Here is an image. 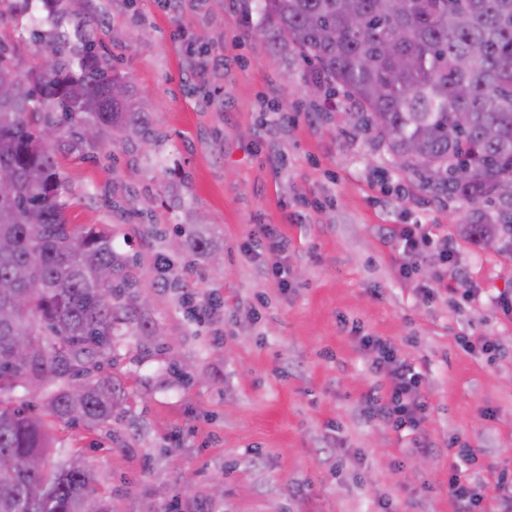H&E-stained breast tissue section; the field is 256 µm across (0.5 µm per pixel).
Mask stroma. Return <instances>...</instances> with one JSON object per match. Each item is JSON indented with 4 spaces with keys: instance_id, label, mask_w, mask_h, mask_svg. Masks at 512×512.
Listing matches in <instances>:
<instances>
[{
    "instance_id": "35a3bbf8",
    "label": "stroma",
    "mask_w": 512,
    "mask_h": 512,
    "mask_svg": "<svg viewBox=\"0 0 512 512\" xmlns=\"http://www.w3.org/2000/svg\"><path fill=\"white\" fill-rule=\"evenodd\" d=\"M251 7L186 0L176 16L166 0H68L53 25L32 0L0 18V44L31 63L56 31L90 30L151 127L117 143L66 125L52 143L70 223L109 230L140 284L101 368L122 389L120 411L93 428L45 416L55 461H86L112 512H455L457 437L478 451L463 473L495 512H512L494 488L512 475V321L490 302L512 294V251L460 232L498 199L450 202L395 167L350 120L345 91L311 95L313 66L248 32ZM204 219L208 259L184 247ZM258 224L288 239L287 288L255 273ZM385 224L452 238L456 266L433 256L416 280L400 278ZM213 297L223 310L200 314ZM142 322L154 335L137 333ZM351 323L394 340L423 374L430 454L356 416L386 380L356 352ZM463 336L499 350L467 352Z\"/></svg>"
}]
</instances>
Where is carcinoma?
I'll return each mask as SVG.
<instances>
[{
	"label": "carcinoma",
	"instance_id": "1",
	"mask_svg": "<svg viewBox=\"0 0 512 512\" xmlns=\"http://www.w3.org/2000/svg\"><path fill=\"white\" fill-rule=\"evenodd\" d=\"M256 30L272 47L315 66L323 93L345 89L358 127L399 169L450 199L498 197L491 216L473 215L466 237L486 247L512 242V0H252ZM77 66L23 63L0 45V165L15 185L0 194V396L35 379H59L47 392L53 415L93 427L112 419L119 388L108 376L78 398L67 381L100 368L121 324L119 310L140 284L112 236L69 223L67 186L42 129L91 125L143 137L149 117L100 47L85 43ZM465 117L459 125L457 117ZM207 225L186 242L209 254ZM111 279L102 284L99 272ZM27 338L28 363L13 341ZM41 462L25 470L23 462ZM96 475L83 462L51 460L41 418L0 401V512H96Z\"/></svg>",
	"mask_w": 512,
	"mask_h": 512
}]
</instances>
